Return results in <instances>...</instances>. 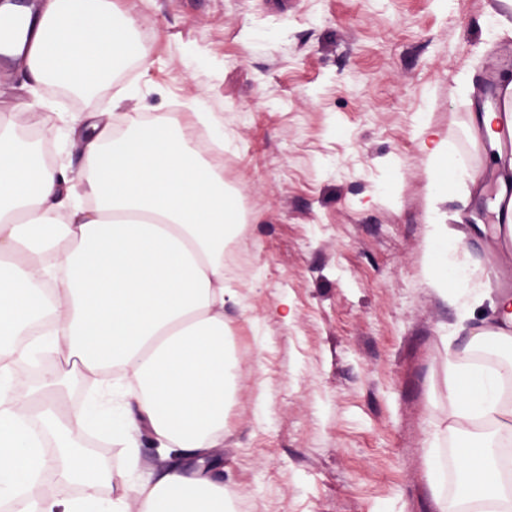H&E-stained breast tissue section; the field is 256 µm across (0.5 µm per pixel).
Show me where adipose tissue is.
Listing matches in <instances>:
<instances>
[{
	"label": "adipose tissue",
	"mask_w": 512,
	"mask_h": 512,
	"mask_svg": "<svg viewBox=\"0 0 512 512\" xmlns=\"http://www.w3.org/2000/svg\"><path fill=\"white\" fill-rule=\"evenodd\" d=\"M133 19L109 0H40L22 18L17 47L37 81L84 94L121 58L145 57ZM0 119V512H226L224 414L237 360L224 326V240L238 215L220 167L223 130L195 143L167 119L127 116L124 132L90 124L86 167L71 177L46 165L38 146ZM436 194L455 203L451 224L434 225L427 270L436 295L458 312L445 390L448 427L468 432L458 452L460 505L512 512L501 449L512 446V401L503 374L459 360L472 342H512V295L472 286L455 224L468 219L473 176L451 146L431 150ZM67 222H59L60 210ZM491 321L474 325L478 309ZM48 366L49 379L20 390L16 366ZM81 376L94 392L73 409L48 393ZM98 428L123 450L112 474L77 446ZM149 433L168 462L145 473L140 437ZM82 496L59 503L60 484Z\"/></svg>",
	"instance_id": "adipose-tissue-1"
}]
</instances>
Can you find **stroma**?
<instances>
[{
	"instance_id": "obj_1",
	"label": "stroma",
	"mask_w": 512,
	"mask_h": 512,
	"mask_svg": "<svg viewBox=\"0 0 512 512\" xmlns=\"http://www.w3.org/2000/svg\"><path fill=\"white\" fill-rule=\"evenodd\" d=\"M135 20L146 59L129 58L75 102L17 63L0 66V114L29 103L73 173L92 115L155 116L224 130V188L245 216L225 252L250 251L225 279L227 339L237 356L226 407L231 512H436L457 497L448 449L453 312L424 270L432 224L451 209L434 194L425 143L452 141L458 163L486 169L471 115L486 100L460 90L470 62L512 56L493 33L499 0H112ZM487 193L458 225L475 283L512 272L495 226L478 230ZM436 442L437 459L426 457ZM447 472L433 486L432 463Z\"/></svg>"
}]
</instances>
